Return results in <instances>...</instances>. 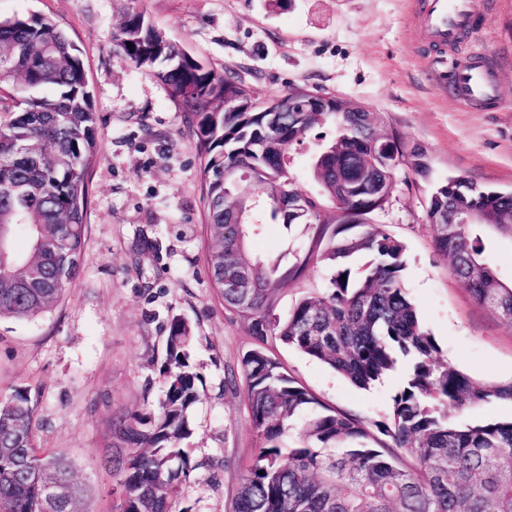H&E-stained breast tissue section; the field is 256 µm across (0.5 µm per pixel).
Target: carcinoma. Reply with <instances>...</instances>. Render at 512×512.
I'll list each match as a JSON object with an SVG mask.
<instances>
[{"instance_id":"obj_1","label":"carcinoma","mask_w":512,"mask_h":512,"mask_svg":"<svg viewBox=\"0 0 512 512\" xmlns=\"http://www.w3.org/2000/svg\"><path fill=\"white\" fill-rule=\"evenodd\" d=\"M115 40L189 116L212 286L256 342L240 374L224 381L229 390L244 387L256 441L232 512H512V419L465 417L511 401L512 383H483L440 361L403 281L404 244L369 223L395 189L396 158L420 174L423 153L379 134L377 114L334 96L323 112L275 111L286 94L257 106L253 91L167 38L141 11L124 13ZM0 112L8 116L0 123V318L32 319L52 311L78 275L95 156L85 67L76 42L51 18L0 19ZM326 125L335 129L331 138L314 134ZM311 138L306 188L290 150ZM472 205L497 226L512 223V191L450 177L428 201L435 244L474 299L512 322V288L485 259L483 225L457 223L459 210ZM269 223L303 229L294 263L286 253L253 252L251 239ZM360 257L367 261L357 267ZM319 263L330 270L322 284L277 315L282 290ZM270 338L364 390L402 361L408 372L386 420L371 424L299 386L265 352ZM191 342L189 324L172 319L158 408L113 423L122 512H176L179 485L194 471L181 447L199 397ZM36 425L29 391L0 395V505L91 512L78 483L64 508L45 505L42 480L74 475L64 454L37 447Z\"/></svg>"}]
</instances>
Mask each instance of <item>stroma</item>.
<instances>
[{"label":"stroma","instance_id":"1","mask_svg":"<svg viewBox=\"0 0 512 512\" xmlns=\"http://www.w3.org/2000/svg\"><path fill=\"white\" fill-rule=\"evenodd\" d=\"M423 0H0V18L50 16L77 42L97 114L87 231L76 280L51 312L0 319V394L37 399L36 441L70 460L94 512H121L109 464L113 420L156 407L169 324L188 322L200 399L185 440L194 470L182 512H231L255 438L228 371L256 342L225 312L205 258L201 171L188 118L165 85L114 40L136 8L165 35L266 100L294 86L380 113L386 133L419 147L429 172L399 170L385 210L370 217L406 246L404 282L442 361L489 384L512 382V323L474 300L428 226L431 192L462 176L512 189V0H488L477 36L497 59V99L467 107L448 92L468 44L429 47ZM266 352L327 406L385 420L398 367L359 389L320 362L270 340Z\"/></svg>","mask_w":512,"mask_h":512}]
</instances>
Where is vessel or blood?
Segmentation results:
<instances>
[{
    "instance_id": "b4317fda",
    "label": "vessel or blood",
    "mask_w": 512,
    "mask_h": 512,
    "mask_svg": "<svg viewBox=\"0 0 512 512\" xmlns=\"http://www.w3.org/2000/svg\"><path fill=\"white\" fill-rule=\"evenodd\" d=\"M477 8V0H427L422 25L429 41L442 49L453 48L470 27ZM448 82L453 92L467 102H485L498 94L495 79L477 55L457 61Z\"/></svg>"
}]
</instances>
